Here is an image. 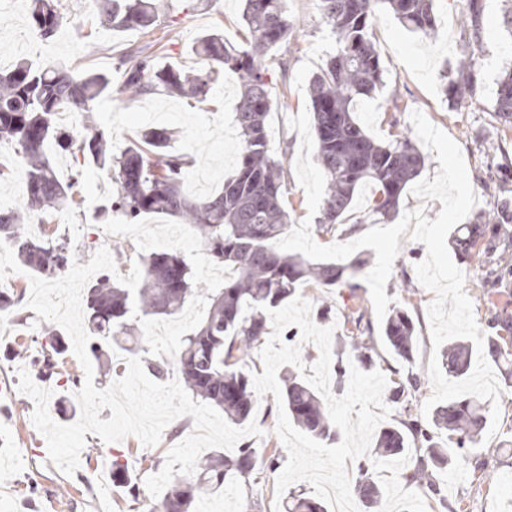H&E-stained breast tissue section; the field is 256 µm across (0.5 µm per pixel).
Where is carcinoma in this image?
Here are the masks:
<instances>
[{
	"mask_svg": "<svg viewBox=\"0 0 512 512\" xmlns=\"http://www.w3.org/2000/svg\"><path fill=\"white\" fill-rule=\"evenodd\" d=\"M100 22L112 29L151 32L161 25L160 12L169 9L158 0H95ZM30 24L49 38L67 24L63 0H27ZM323 18L336 33V52L310 80L313 130L318 162L325 176V189L317 231L330 233L346 223L362 189L371 191L360 224H385L398 212L400 199L420 174L425 157L410 135L402 133L388 141L367 133L357 116L361 101L384 87L381 55L369 30L381 11L392 13L408 29L431 35L437 21L434 0H320ZM479 0H467L465 22L471 41L480 45ZM243 21L251 40L242 47L224 41L219 32L199 37L193 50L204 62L195 72H180L161 66L144 47H129L118 73L120 91L131 96L164 92L203 99L219 75L228 71L239 83L240 102L234 115L240 149L234 173L224 180L222 191L193 198L183 190L190 160L172 150L177 132L148 127L137 134L132 145L112 154L109 139L98 126L88 122L94 104L112 88V79L87 70L75 75L47 65L21 59L7 71L0 70V143L11 146L18 158L25 195L19 206L0 209V238L14 250L18 260L33 274L62 275L76 258L70 239L48 230L39 237L24 231L35 213L60 210L76 204L77 178L62 183L44 146L53 141L76 160V175L86 165L94 166L111 179L115 195L108 209L119 212L130 224L147 214L178 218L200 237L212 260L224 264L229 276L224 287L207 288L179 252L139 256L143 275L136 292L103 276L88 288L86 324L89 356L96 362L112 361V345L135 338L140 318L175 315L186 302L203 295L208 308L191 333L184 336L173 361L149 355L142 349L148 374L161 380L173 365L185 388L197 401L224 412L234 424L252 416L253 376L250 370L255 350L263 343L269 315L294 294L304 282L324 288H346L358 307L351 312L350 335L342 337L352 355H338L333 371L338 379L349 376L348 362L364 371L373 365V326L358 282L366 261L347 264L312 262L299 254L279 250L275 243L289 227L284 209L285 157L269 147L268 116L271 112L273 80L267 65L269 51L292 36L294 23L285 0H244ZM473 64H462L458 78L445 89L453 103L474 98L477 85ZM85 118L82 130L61 127L62 112ZM497 120L512 127V68L498 80L494 104ZM512 208L502 202L454 231L452 243L458 257L467 262L476 256L487 266L486 288H512ZM493 334L484 341V355L512 379V309L493 308L487 320ZM44 341L30 351L20 346L6 358L26 360L27 366L44 380L66 377V385L81 388L79 374L65 373L63 354L67 346L62 333L51 326L42 331ZM390 352L406 361L413 358L417 344L415 325L407 309L396 306L382 327ZM473 345L463 339L450 344L441 354V365L449 377L468 376ZM283 405L288 416L306 434L325 444H335L340 429L330 420L321 398L305 380L290 374L283 379ZM421 380L410 375L389 390L387 400L402 403L420 390ZM491 415L490 402L465 395L435 405L427 420L410 418L401 426L380 429L370 456L358 464L359 478L354 493L367 509L383 496V487L373 479L377 465L406 456L417 443L418 455L403 477L424 488L433 498H442L435 472L456 467L468 454L476 453ZM270 470L279 467V455H264L248 445L231 457L216 451L198 461L195 479L174 481L160 512H191L197 496L216 491L227 479L247 480L256 465ZM112 477L136 500L138 483L127 465L112 460ZM284 512H328L326 503L302 493H288Z\"/></svg>",
	"mask_w": 512,
	"mask_h": 512,
	"instance_id": "carcinoma-1",
	"label": "carcinoma"
}]
</instances>
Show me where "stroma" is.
<instances>
[{
	"instance_id": "obj_1",
	"label": "stroma",
	"mask_w": 512,
	"mask_h": 512,
	"mask_svg": "<svg viewBox=\"0 0 512 512\" xmlns=\"http://www.w3.org/2000/svg\"><path fill=\"white\" fill-rule=\"evenodd\" d=\"M482 48L471 53L470 31L463 22L466 0H435L438 32L426 37L408 30L393 15L383 13L372 26L385 69L386 86L373 98L364 100L359 117L368 133L386 140L397 129L412 131L409 117L421 111L460 147L476 197L473 214L497 203L503 153L512 154V128L493 116L497 80L512 61V35L502 26L501 0H481ZM71 23L50 39L41 38L31 27L22 0H0V67L10 68L19 58L50 64L74 72L116 71L119 56L128 46L150 45L157 61L185 72L200 68L192 45L206 33H223L226 41L242 46L250 38L242 18V0H194L191 10L174 5L167 22L155 31H120L102 26L97 20L94 0H66ZM288 16L295 29L289 43L273 50L268 65L273 77V108L269 115L270 147L275 154L295 162L301 148L297 130L289 118L310 106L309 80L330 54L335 53L336 35L321 15L320 0H286ZM474 59L478 91L472 100L454 104L444 90L456 79L462 61ZM239 88L235 79L213 85L206 102L179 96L153 94L138 98L113 93L100 101L93 114L97 125L109 134L113 153H121L145 127L178 131L176 151L193 157L184 179V189L201 197L221 190L224 179L236 168V131L232 117L237 108ZM115 191L100 170L84 168L80 180L81 207L54 214L51 225L26 224L29 235L40 236L45 228L67 235L75 245L78 264H88L94 252L117 243L133 244L137 253L147 255L172 249L184 254L199 278L209 288L224 284V268L207 257L199 236L188 227L177 226L165 217H147L126 225L122 217L97 224L96 209L107 204ZM180 241H172V231ZM400 253L385 287L394 304L406 306L414 320L419 344L412 364L396 362L387 352L375 357L377 370L388 382L419 373L424 383L412 410L422 413L423 402L432 393L428 366L433 351L427 309L435 295L417 280L415 266L424 260L423 243L399 238ZM298 295L314 309L329 311V322L337 326L333 349L348 325L344 316L352 302L344 288L303 284ZM204 300L190 301L183 311L163 319L164 335H153V320H144L140 334L144 346L172 356L179 341L201 316ZM20 362L0 360V512H155L160 499L151 497L144 482L154 473L150 460L166 456L178 439L163 431L156 446L144 447L137 437L106 443L86 434L76 472H60L48 455L46 442L33 423L34 401L19 388ZM500 420L492 437L482 439L473 461L449 473L438 474L446 494L445 503L433 512H512V453L504 452L503 439L512 432V387H502ZM120 458L142 489L131 500L112 480V460ZM399 466L383 467L376 480L386 489L379 512H402L405 505L422 498V490L405 482ZM277 475L258 467L247 484L228 483L224 490L206 495L200 502L205 512H272Z\"/></svg>"
}]
</instances>
